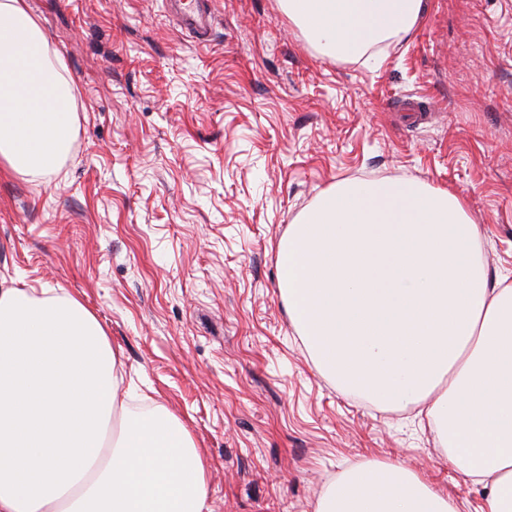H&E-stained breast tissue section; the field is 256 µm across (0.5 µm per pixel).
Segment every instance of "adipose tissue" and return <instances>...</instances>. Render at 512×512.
<instances>
[{"mask_svg": "<svg viewBox=\"0 0 512 512\" xmlns=\"http://www.w3.org/2000/svg\"><path fill=\"white\" fill-rule=\"evenodd\" d=\"M324 58L361 57L424 0H281ZM74 81L27 0H0V165L57 172ZM462 199L406 179L338 182L276 251L315 366L382 408L425 404L449 462L512 512V285L490 281ZM116 354L61 288L0 289V512H208L202 455L167 408L117 411ZM315 512H459L400 464L342 471Z\"/></svg>", "mask_w": 512, "mask_h": 512, "instance_id": "obj_1", "label": "adipose tissue"}]
</instances>
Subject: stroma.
<instances>
[{
  "mask_svg": "<svg viewBox=\"0 0 512 512\" xmlns=\"http://www.w3.org/2000/svg\"><path fill=\"white\" fill-rule=\"evenodd\" d=\"M28 2L77 124L59 173L0 168V288L83 301L119 400L192 435L212 512H315L365 461L483 512L418 406L377 408L315 368L275 253L337 182L410 178L460 196L490 279L512 277V0H424L377 64L321 58L279 0H214L203 44L166 0Z\"/></svg>",
  "mask_w": 512,
  "mask_h": 512,
  "instance_id": "35a3bbf8",
  "label": "stroma"
}]
</instances>
